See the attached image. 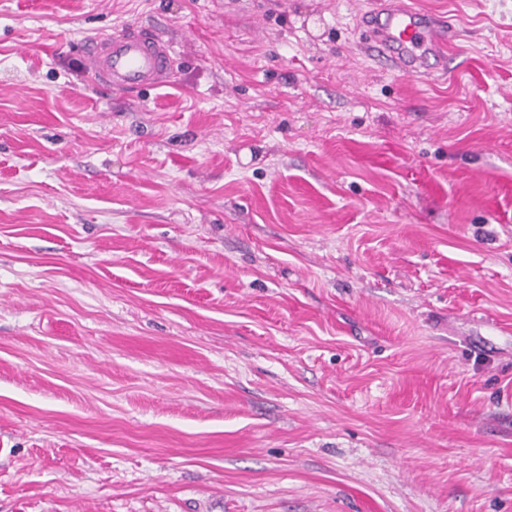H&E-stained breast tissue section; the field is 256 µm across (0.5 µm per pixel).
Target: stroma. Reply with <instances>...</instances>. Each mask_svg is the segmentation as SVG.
Returning a JSON list of instances; mask_svg holds the SVG:
<instances>
[{
    "label": "stroma",
    "instance_id": "obj_1",
    "mask_svg": "<svg viewBox=\"0 0 512 512\" xmlns=\"http://www.w3.org/2000/svg\"><path fill=\"white\" fill-rule=\"evenodd\" d=\"M446 75L359 0H0V512H512V0ZM174 58L128 93L83 51ZM84 53L91 78L120 91L157 86L173 69L169 47L153 33L134 28L94 40Z\"/></svg>",
    "mask_w": 512,
    "mask_h": 512
}]
</instances>
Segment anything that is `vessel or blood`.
<instances>
[{"instance_id": "obj_1", "label": "vessel or blood", "mask_w": 512, "mask_h": 512, "mask_svg": "<svg viewBox=\"0 0 512 512\" xmlns=\"http://www.w3.org/2000/svg\"><path fill=\"white\" fill-rule=\"evenodd\" d=\"M362 23L370 37L367 52L408 75L437 73L456 37L443 17L420 12L404 0H374ZM85 64L91 78L120 91L156 86L173 69L169 47L153 33L133 28L89 43Z\"/></svg>"}]
</instances>
